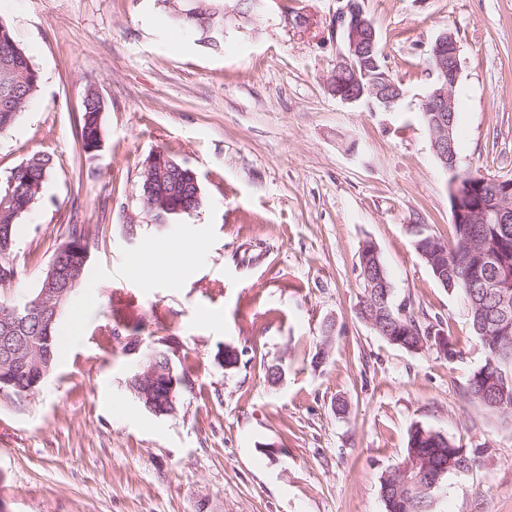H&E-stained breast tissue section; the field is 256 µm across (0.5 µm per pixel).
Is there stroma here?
Here are the masks:
<instances>
[{
	"mask_svg": "<svg viewBox=\"0 0 512 512\" xmlns=\"http://www.w3.org/2000/svg\"><path fill=\"white\" fill-rule=\"evenodd\" d=\"M224 4L214 49L170 24L160 0H0V21L40 76L36 99L0 133V182L33 154L55 161L19 220L22 275L0 287V305L32 296L71 225L90 243L55 369L28 396L0 390V504L386 512L380 477L422 425L489 450L480 468L443 478L434 512H512V430L469 396L484 356L466 303L435 280L410 233L423 224L454 238L449 175L419 111L441 32L453 33L461 65L460 164L512 177V0H361L407 91L391 112L330 90L346 52L335 28L344 0H264L248 17ZM289 10L303 26L285 23ZM90 89L104 102V140L87 161L77 134ZM157 151L190 168L203 195L163 228L139 197ZM368 242L393 303L442 322L455 358L391 345L357 318ZM328 321L334 343L321 361ZM130 336L170 345L175 373L187 374L175 413L153 415L130 391ZM227 345L240 354L231 369L217 357Z\"/></svg>",
	"mask_w": 512,
	"mask_h": 512,
	"instance_id": "35a3bbf8",
	"label": "stroma"
}]
</instances>
